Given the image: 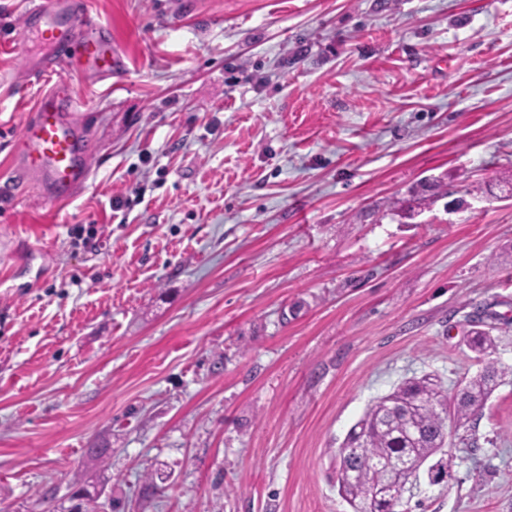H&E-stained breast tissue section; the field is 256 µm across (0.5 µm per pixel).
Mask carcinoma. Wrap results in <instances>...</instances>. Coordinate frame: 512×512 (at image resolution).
Returning <instances> with one entry per match:
<instances>
[{
	"label": "carcinoma",
	"mask_w": 512,
	"mask_h": 512,
	"mask_svg": "<svg viewBox=\"0 0 512 512\" xmlns=\"http://www.w3.org/2000/svg\"><path fill=\"white\" fill-rule=\"evenodd\" d=\"M495 343V337L486 331H476L469 337L468 347L483 366L453 398H448L437 378L425 376L402 382L367 407L345 439L353 448L346 464L356 472L357 479L346 485L343 478H338L339 492L353 512H364L369 507L377 512L385 509L374 500V494L385 481L386 465L406 456L423 464L440 452L448 435V402H453L457 427L483 408L506 374V369L492 359ZM74 484L85 491L80 512H97L99 494L87 490L91 482L77 479Z\"/></svg>",
	"instance_id": "cac0c4a2"
}]
</instances>
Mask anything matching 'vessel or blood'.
Returning <instances> with one entry per match:
<instances>
[{"mask_svg": "<svg viewBox=\"0 0 512 512\" xmlns=\"http://www.w3.org/2000/svg\"><path fill=\"white\" fill-rule=\"evenodd\" d=\"M31 41L48 51L40 61L43 73L73 63L93 77L107 79L124 66L110 34L91 22L83 0H29L17 43L23 49ZM77 107L64 85L52 86L21 130L20 166L50 199L69 197L89 176L91 147L74 119Z\"/></svg>", "mask_w": 512, "mask_h": 512, "instance_id": "obj_1", "label": "vessel or blood"}]
</instances>
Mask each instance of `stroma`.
I'll return each mask as SVG.
<instances>
[{
	"instance_id": "1",
	"label": "stroma",
	"mask_w": 512,
	"mask_h": 512,
	"mask_svg": "<svg viewBox=\"0 0 512 512\" xmlns=\"http://www.w3.org/2000/svg\"><path fill=\"white\" fill-rule=\"evenodd\" d=\"M85 3L112 78L0 52V512H352L368 404L456 393L475 323L512 366V0ZM59 82L93 151L53 203L17 146ZM445 459L405 512H512V375Z\"/></svg>"
}]
</instances>
